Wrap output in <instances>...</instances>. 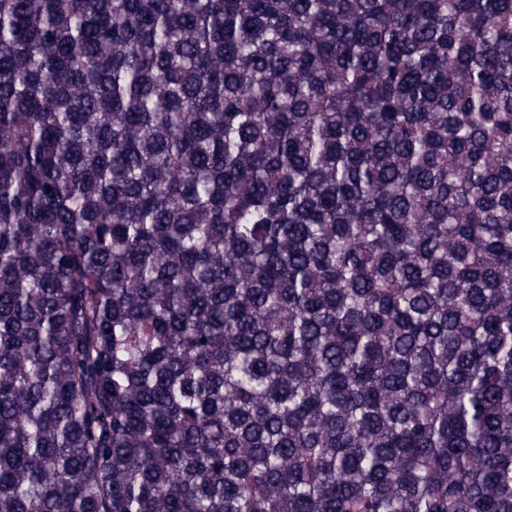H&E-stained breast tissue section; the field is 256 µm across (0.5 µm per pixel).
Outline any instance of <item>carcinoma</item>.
I'll list each match as a JSON object with an SVG mask.
<instances>
[{
	"label": "carcinoma",
	"mask_w": 512,
	"mask_h": 512,
	"mask_svg": "<svg viewBox=\"0 0 512 512\" xmlns=\"http://www.w3.org/2000/svg\"><path fill=\"white\" fill-rule=\"evenodd\" d=\"M0 512H512V0H0Z\"/></svg>",
	"instance_id": "obj_1"
}]
</instances>
